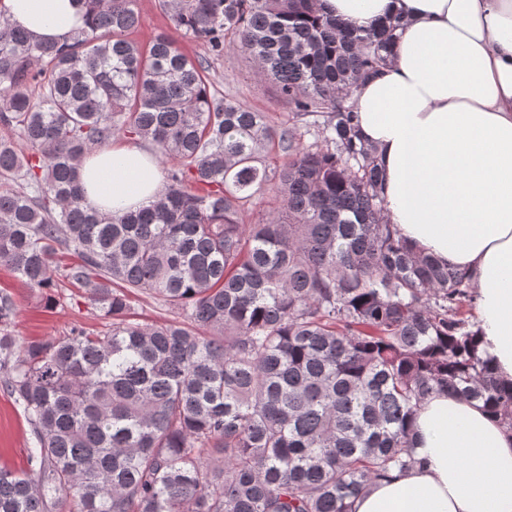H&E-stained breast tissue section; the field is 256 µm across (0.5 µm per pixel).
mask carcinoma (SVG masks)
Instances as JSON below:
<instances>
[{
  "label": "carcinoma",
  "mask_w": 512,
  "mask_h": 512,
  "mask_svg": "<svg viewBox=\"0 0 512 512\" xmlns=\"http://www.w3.org/2000/svg\"><path fill=\"white\" fill-rule=\"evenodd\" d=\"M85 27L35 42L0 16V264L49 303L88 292L106 328L19 349L0 290V369L33 432L28 470L0 467V512H351L419 464L409 424L446 391L512 432V382L480 349L469 277L384 218L375 148L351 101L400 24L356 30L320 0H158L208 54L246 52L297 118L210 94L204 61L166 32L143 46L139 0H80ZM119 135L173 161L162 196L89 207L76 171ZM278 147L282 164H265ZM268 192L255 224L244 206ZM71 253L76 264L59 256ZM178 318L141 322L129 294Z\"/></svg>",
  "instance_id": "obj_1"
}]
</instances>
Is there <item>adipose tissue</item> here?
<instances>
[{
	"label": "adipose tissue",
	"mask_w": 512,
	"mask_h": 512,
	"mask_svg": "<svg viewBox=\"0 0 512 512\" xmlns=\"http://www.w3.org/2000/svg\"><path fill=\"white\" fill-rule=\"evenodd\" d=\"M358 29L398 18L386 63L352 104L377 149L384 215L417 250L466 271L483 346L512 380V0H323ZM40 40L83 27L78 0H0ZM78 177L99 211H138L163 184L150 151L115 145ZM419 467L376 482L353 512H512V436L480 403L436 393L412 426Z\"/></svg>",
	"instance_id": "1"
}]
</instances>
